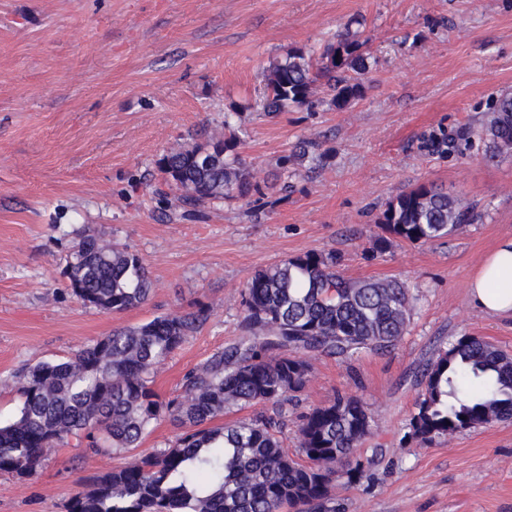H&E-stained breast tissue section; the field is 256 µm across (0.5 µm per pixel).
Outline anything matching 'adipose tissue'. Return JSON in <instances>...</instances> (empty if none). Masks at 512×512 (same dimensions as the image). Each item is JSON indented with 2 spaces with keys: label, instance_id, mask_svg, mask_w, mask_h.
Here are the masks:
<instances>
[{
  "label": "adipose tissue",
  "instance_id": "ef3b65f1",
  "mask_svg": "<svg viewBox=\"0 0 512 512\" xmlns=\"http://www.w3.org/2000/svg\"><path fill=\"white\" fill-rule=\"evenodd\" d=\"M469 296L485 314L512 317V236L499 242L471 278Z\"/></svg>",
  "mask_w": 512,
  "mask_h": 512
}]
</instances>
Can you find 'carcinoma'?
Listing matches in <instances>:
<instances>
[{
    "mask_svg": "<svg viewBox=\"0 0 512 512\" xmlns=\"http://www.w3.org/2000/svg\"><path fill=\"white\" fill-rule=\"evenodd\" d=\"M351 18L319 46L293 48L265 78L259 106L267 116L317 106L316 87L342 109L362 97L371 67L367 41ZM239 112L206 140L178 145L158 160L169 218L186 219L205 205L234 200L275 207L292 179L330 162L312 138L278 158L277 178L259 179L241 157ZM485 157L512 155V92L493 98L480 132ZM474 220L473 206L434 184H420L388 201L379 218L384 252L393 241L431 243ZM333 251H309L256 271L242 289L241 336L188 372L182 392L163 399L153 369L194 336L210 310L155 316L83 346L73 357L38 362L19 377V405L0 424V472L35 476L53 448L76 441L96 454H122L167 419L183 429L172 445L143 454L89 480L67 512H345L333 489L358 485L372 460L357 456L372 417L358 398L341 394L311 409L298 425V453L285 449L283 405L310 380L312 361L394 349L410 323L412 296L396 280H352ZM71 294L105 313L138 308L153 288L135 252L88 232L64 272ZM422 390L407 437L435 438L512 420V356L479 336H461L424 368ZM253 403L273 412L224 424L216 420Z\"/></svg>",
    "mask_w": 512,
    "mask_h": 512,
    "instance_id": "carcinoma-1",
    "label": "carcinoma"
}]
</instances>
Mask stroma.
<instances>
[{
	"instance_id": "stroma-1",
	"label": "stroma",
	"mask_w": 512,
	"mask_h": 512,
	"mask_svg": "<svg viewBox=\"0 0 512 512\" xmlns=\"http://www.w3.org/2000/svg\"><path fill=\"white\" fill-rule=\"evenodd\" d=\"M354 15L374 57L363 97L341 111L261 112L266 71ZM502 91L512 92V0H0V420L16 411L25 366L201 303L209 320L152 376L161 397L176 396L185 373L240 336L256 270L332 250L346 277L404 282L410 326L393 351L315 360L284 407L285 448L297 452L303 413L346 393L372 413L361 451L374 459L360 485H337L347 512H512V421L426 446L403 438L421 372L448 342L479 336L512 354V319L476 310L468 293L512 236V157L487 160L478 136ZM233 109L258 177L305 137L332 160L276 208L238 201L169 221L151 193L157 159L205 140ZM434 134L447 135V154L428 152ZM422 183L468 199L476 221L377 252L386 202ZM85 228L143 258L144 305L109 314L70 293L63 272ZM129 459L52 449L31 480L0 473V512H66L80 479Z\"/></svg>"
}]
</instances>
